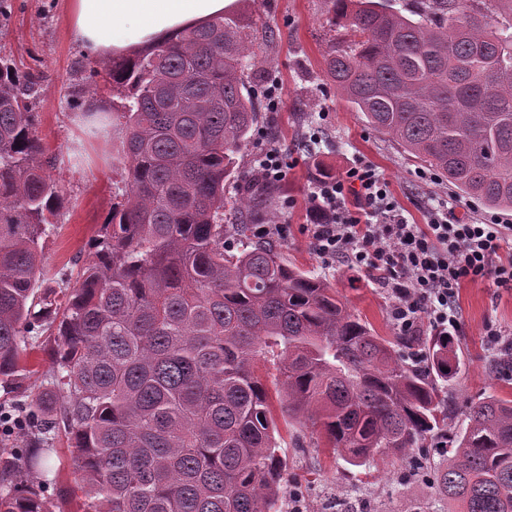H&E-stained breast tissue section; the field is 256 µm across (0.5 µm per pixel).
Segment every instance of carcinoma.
I'll use <instances>...</instances> for the list:
<instances>
[{
    "label": "carcinoma",
    "mask_w": 512,
    "mask_h": 512,
    "mask_svg": "<svg viewBox=\"0 0 512 512\" xmlns=\"http://www.w3.org/2000/svg\"><path fill=\"white\" fill-rule=\"evenodd\" d=\"M355 33L325 61L367 124L448 177L459 193L512 210V0H417L407 17L378 0H325ZM501 18L491 27L487 13ZM257 23L247 9L186 28L90 68L121 99L82 112L96 133L125 130L121 201L76 285L35 288L42 240L62 194L35 135L41 89L0 57V388H22L21 344L51 362L37 392L0 416V512H53L29 470L68 434L83 512H277L288 487L268 391L354 467L424 448L448 431L439 382L457 374L451 339H421L407 364L324 280L224 223V185L257 123ZM271 184L248 182L234 213L268 210ZM431 469L433 502L415 512H512V401L489 395Z\"/></svg>",
    "instance_id": "cac0c4a2"
}]
</instances>
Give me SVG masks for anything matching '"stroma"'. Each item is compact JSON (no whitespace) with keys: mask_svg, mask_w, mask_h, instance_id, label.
<instances>
[{"mask_svg":"<svg viewBox=\"0 0 512 512\" xmlns=\"http://www.w3.org/2000/svg\"><path fill=\"white\" fill-rule=\"evenodd\" d=\"M261 24L276 30L274 45L256 39L253 51L269 79L279 85L278 110L258 108V122L243 152L246 176L254 160L273 143L287 157L286 176L278 183L274 212L283 233L271 242L289 262L327 280L349 310L366 321L376 335L394 339L392 301L380 288L376 273L324 258L313 250L309 193L320 171L341 175L353 166L375 168L389 184L395 202L409 221L423 224L434 209L452 203L461 218L487 215L480 202L462 197L445 177L423 180L422 164L405 154L354 112L326 74L325 56L335 33L324 0H255ZM0 55H9L32 72L41 87L36 134L49 154L80 149L84 160L51 169L63 194L54 234L43 249L40 287L59 285L60 271L77 276L90 259L89 243L117 203V187L125 178L124 132L114 127L93 140L84 139L76 112L68 101L93 67L74 42L69 26V0H5L0 10ZM460 328L454 336L459 371L448 384L454 424H462L466 404L493 394L512 400V375L498 371L486 332L494 328L512 337V288L492 280L463 283L456 297ZM280 443L288 455L289 490L279 512H411L425 500V482L409 474V461L388 456L364 469L347 464L326 448H299L296 422L275 416ZM40 468L54 479L52 498L59 512H81L83 493L65 436H58Z\"/></svg>","mask_w":512,"mask_h":512,"instance_id":"stroma-1","label":"stroma"}]
</instances>
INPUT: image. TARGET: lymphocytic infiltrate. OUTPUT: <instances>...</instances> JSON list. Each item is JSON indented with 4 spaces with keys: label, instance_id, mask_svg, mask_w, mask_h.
I'll use <instances>...</instances> for the list:
<instances>
[{
    "label": "lymphocytic infiltrate",
    "instance_id": "f902f5d3",
    "mask_svg": "<svg viewBox=\"0 0 512 512\" xmlns=\"http://www.w3.org/2000/svg\"><path fill=\"white\" fill-rule=\"evenodd\" d=\"M350 194L357 201L352 209L346 204ZM310 202L314 251L378 272L380 285L391 294L400 335H455V297L462 282L512 284V259L500 256L512 238L511 224L485 216L462 220L451 207L436 211L428 223H410L373 167L317 177Z\"/></svg>",
    "mask_w": 512,
    "mask_h": 512
}]
</instances>
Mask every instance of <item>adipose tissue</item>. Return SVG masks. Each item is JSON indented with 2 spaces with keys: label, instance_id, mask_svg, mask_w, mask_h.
<instances>
[{
  "label": "adipose tissue",
  "instance_id": "obj_1",
  "mask_svg": "<svg viewBox=\"0 0 512 512\" xmlns=\"http://www.w3.org/2000/svg\"><path fill=\"white\" fill-rule=\"evenodd\" d=\"M233 0H70L71 31L86 56L122 55L222 16Z\"/></svg>",
  "mask_w": 512,
  "mask_h": 512
}]
</instances>
